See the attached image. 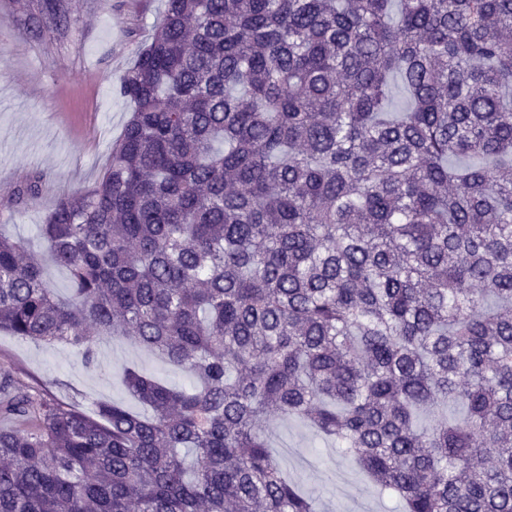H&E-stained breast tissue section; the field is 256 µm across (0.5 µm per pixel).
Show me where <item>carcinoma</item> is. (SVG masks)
<instances>
[{"label": "carcinoma", "instance_id": "carcinoma-1", "mask_svg": "<svg viewBox=\"0 0 512 512\" xmlns=\"http://www.w3.org/2000/svg\"><path fill=\"white\" fill-rule=\"evenodd\" d=\"M392 2L165 0L108 166L40 228L72 295L0 235V331L194 383L127 369L141 416L1 374L0 512H317L285 417L404 512H512V0Z\"/></svg>", "mask_w": 512, "mask_h": 512}]
</instances>
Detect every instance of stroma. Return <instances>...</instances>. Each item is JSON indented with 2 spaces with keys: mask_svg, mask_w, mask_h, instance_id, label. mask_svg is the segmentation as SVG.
<instances>
[{
  "mask_svg": "<svg viewBox=\"0 0 512 512\" xmlns=\"http://www.w3.org/2000/svg\"><path fill=\"white\" fill-rule=\"evenodd\" d=\"M43 2L0 0V233L28 241L49 287L66 298L69 275L45 253L39 228L58 198L91 187L107 167L132 110L117 92L119 79L161 21L164 0H59L68 17L62 30L45 22ZM36 173L42 176L38 196L7 206ZM126 364L171 385L190 382L187 373L126 339L104 338L86 366L72 349L0 332V372L45 383L61 402L85 409L113 401L141 411L121 381ZM268 438L320 512H397L394 496L302 422L277 419Z\"/></svg>",
  "mask_w": 512,
  "mask_h": 512,
  "instance_id": "1",
  "label": "stroma"
}]
</instances>
